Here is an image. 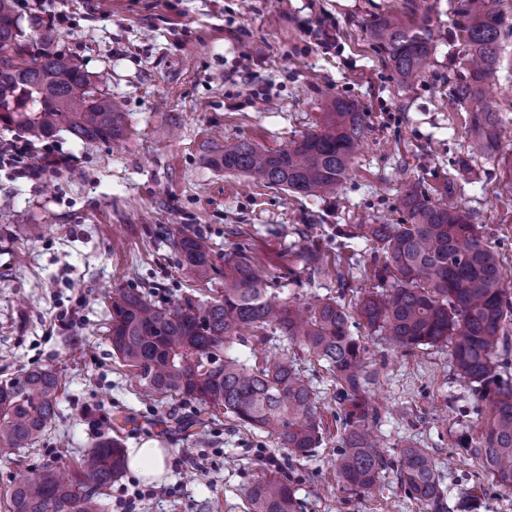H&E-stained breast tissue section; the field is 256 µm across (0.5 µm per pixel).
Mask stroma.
<instances>
[{"label": "stroma", "mask_w": 512, "mask_h": 512, "mask_svg": "<svg viewBox=\"0 0 512 512\" xmlns=\"http://www.w3.org/2000/svg\"><path fill=\"white\" fill-rule=\"evenodd\" d=\"M431 7L433 62L415 87L402 88L383 66L366 27L401 11L405 0H17L22 16L53 22L60 45L100 75L127 113L122 147L85 143L68 132L40 144L67 157L57 172L18 175L0 162V381L35 367L60 379L59 415L32 449L0 454V512L9 487L28 471L74 464L105 437L124 448L166 449L163 480L148 484L131 471L116 479L106 512H247L245 490L287 455L265 434L228 431L187 435L170 415L199 405L152 392L112 354L107 338L113 288H140L154 298L209 296L216 284L192 279L158 233L177 224L200 227L216 264L240 251L295 303L342 297L354 311L367 292L387 293L374 279L372 247L360 239L337 245V230L384 217L403 220L401 197L420 184L444 197L465 157L468 112L448 106V78L461 58L453 0H414ZM323 19L336 36L324 50L311 27ZM495 106L512 128V31L500 43ZM356 102L371 127L349 178L331 198L263 187L213 166L225 141L265 150L288 147L313 131L328 101ZM471 164L455 200L473 212L512 277V188L501 181V156ZM31 224L46 225L40 238ZM340 260L346 285L310 276L293 253L309 242ZM352 336L368 349L369 394L378 409L372 431L388 460L371 492L339 482L336 455L344 433L337 390L323 362L297 352L299 369L319 391L323 442L288 469L303 512H428L401 483L402 446L434 458L448 512H459L472 486L485 494L478 512H512L504 490L475 450L490 401L461 382L448 346L393 348L360 319Z\"/></svg>", "instance_id": "35a3bbf8"}]
</instances>
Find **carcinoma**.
I'll list each match as a JSON object with an SVG mask.
<instances>
[{
	"label": "carcinoma",
	"instance_id": "carcinoma-1",
	"mask_svg": "<svg viewBox=\"0 0 512 512\" xmlns=\"http://www.w3.org/2000/svg\"><path fill=\"white\" fill-rule=\"evenodd\" d=\"M498 0H456V28L466 34L468 76L450 78L448 100L469 107V155L484 157L497 147L502 121L485 89L500 64L504 25ZM15 0H0V127L16 128L32 141L61 131L80 141H115L127 135L120 100L93 74L57 46L58 35L39 18L15 14ZM431 19L412 10L388 14L368 33L386 66L403 86L420 80L432 63ZM322 127L278 151L240 140L224 144L213 162L226 172L252 176L304 196L336 195L370 128L357 106L330 101ZM399 224H356L353 237L381 249L380 277L392 282L383 297L369 293L358 304L364 325L400 348L452 345L458 376L480 387L493 383L503 327L512 301L502 289L499 256L473 223L471 212L455 202H429L419 186L407 189ZM167 246L199 280L224 278V291L206 299L156 300L139 288L108 292V337L113 355L137 371L150 389L164 396L190 398L244 427L257 429L288 450V458L312 455L321 443L317 391L295 361L284 356L266 366L246 367L231 351L247 329L271 330L275 338L326 364L345 401L344 435L336 470L350 491L373 488L387 466L370 430L377 414L367 401L365 348L350 333V314L336 298L299 306L272 292L269 280L239 253L216 265L201 229L183 224L167 232ZM309 274L323 273L321 249L300 250ZM59 378L37 367L0 381V450L37 446L59 413ZM479 455L498 484L512 490V388L498 387L491 399L488 429ZM121 444L100 440L76 467L48 465L6 493L7 512H105L104 490L126 468ZM401 483L429 512H446L445 490L433 457L423 448L400 450ZM482 487L464 492L458 507L473 512ZM249 512H301L282 469L268 470L247 489Z\"/></svg>",
	"mask_w": 512,
	"mask_h": 512
}]
</instances>
